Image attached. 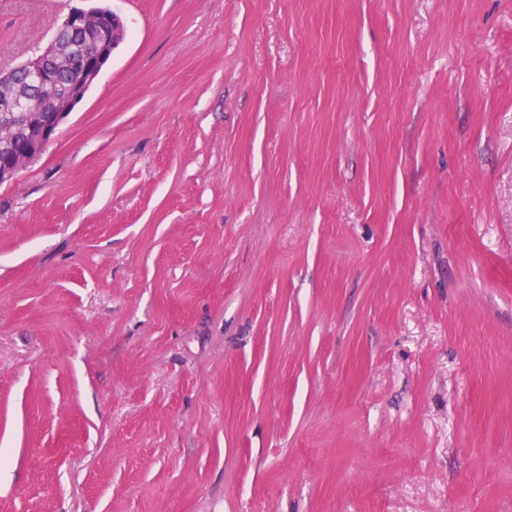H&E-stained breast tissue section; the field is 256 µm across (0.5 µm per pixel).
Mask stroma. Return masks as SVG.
<instances>
[{"label":"stroma","mask_w":512,"mask_h":512,"mask_svg":"<svg viewBox=\"0 0 512 512\" xmlns=\"http://www.w3.org/2000/svg\"><path fill=\"white\" fill-rule=\"evenodd\" d=\"M112 6L0 184V512H512V0Z\"/></svg>","instance_id":"obj_1"}]
</instances>
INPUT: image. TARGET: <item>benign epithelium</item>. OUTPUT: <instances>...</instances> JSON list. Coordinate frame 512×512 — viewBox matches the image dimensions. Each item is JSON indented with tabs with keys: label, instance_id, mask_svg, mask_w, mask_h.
<instances>
[{
	"label": "benign epithelium",
	"instance_id": "obj_1",
	"mask_svg": "<svg viewBox=\"0 0 512 512\" xmlns=\"http://www.w3.org/2000/svg\"><path fill=\"white\" fill-rule=\"evenodd\" d=\"M82 30L88 39L78 53L66 42L63 34ZM125 36L123 19L112 7H72L47 45L20 64L25 69V83L30 91L1 94L0 113H18L33 136L27 146L11 157L6 170L0 171L1 180L13 179L41 154L60 124L83 101ZM77 57L81 60L78 80L67 96L53 97L49 90L73 67Z\"/></svg>",
	"mask_w": 512,
	"mask_h": 512
}]
</instances>
